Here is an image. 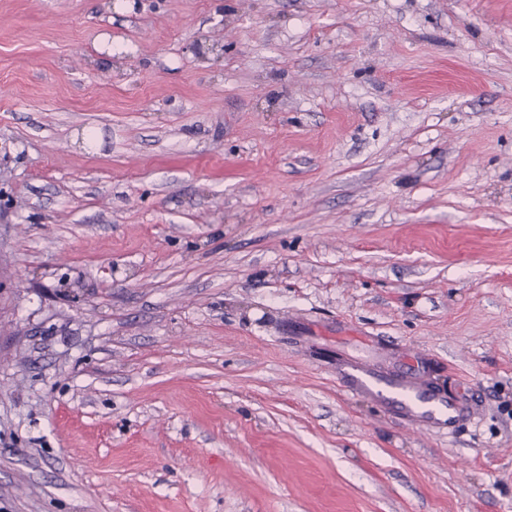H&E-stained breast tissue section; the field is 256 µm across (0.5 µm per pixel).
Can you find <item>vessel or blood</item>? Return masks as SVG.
I'll return each instance as SVG.
<instances>
[{
	"label": "vessel or blood",
	"instance_id": "vessel-or-blood-1",
	"mask_svg": "<svg viewBox=\"0 0 512 512\" xmlns=\"http://www.w3.org/2000/svg\"><path fill=\"white\" fill-rule=\"evenodd\" d=\"M344 372L350 390L399 410L408 421L453 429L474 417L468 402L435 393L414 379L390 377L363 363L351 364Z\"/></svg>",
	"mask_w": 512,
	"mask_h": 512
}]
</instances>
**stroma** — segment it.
<instances>
[{
    "mask_svg": "<svg viewBox=\"0 0 512 512\" xmlns=\"http://www.w3.org/2000/svg\"><path fill=\"white\" fill-rule=\"evenodd\" d=\"M0 512H512V0H0ZM344 372L346 387L399 410L410 422L447 424L450 434L459 423L474 418L472 407L467 401L435 393L414 379L390 377L357 362L345 367Z\"/></svg>",
    "mask_w": 512,
    "mask_h": 512,
    "instance_id": "obj_1",
    "label": "stroma"
}]
</instances>
